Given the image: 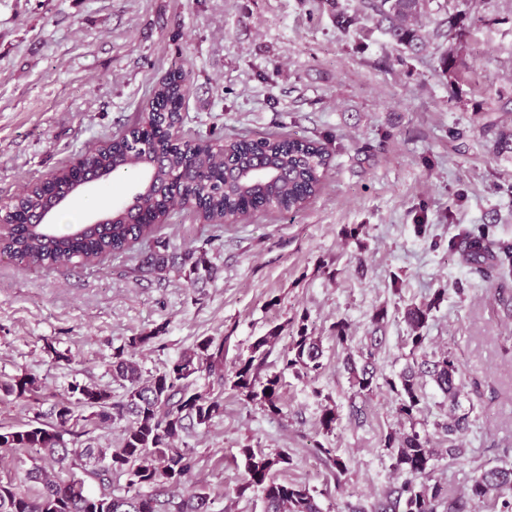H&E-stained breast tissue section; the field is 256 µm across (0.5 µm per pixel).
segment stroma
I'll list each match as a JSON object with an SVG mask.
<instances>
[{
    "label": "stroma",
    "instance_id": "1",
    "mask_svg": "<svg viewBox=\"0 0 512 512\" xmlns=\"http://www.w3.org/2000/svg\"><path fill=\"white\" fill-rule=\"evenodd\" d=\"M466 14L461 39L431 41L401 59L360 0H0V202L44 179L75 155L131 124L152 89L183 65L189 93L184 137L291 134L317 140L330 156L318 195L300 212L257 213L212 227L190 209L161 230L170 249H203L215 268L191 284L177 272L142 274L151 248L95 266L34 270L0 260V383L37 378L36 398L0 394V426L50 421L69 382L125 390L112 356L131 337L154 333L133 357L145 373L166 369L198 338H224L232 372L267 331L307 316L323 351L316 375L283 370L287 335L269 349L263 371L281 376L273 414L224 393L209 427L184 433L198 461L195 486L216 498L215 512H263L260 495L238 497L241 449L287 452L279 480L316 490L323 512L381 499L398 478L380 444L399 427L393 393L354 397L334 338L350 323V347L382 336L380 374H397L409 349L398 310L445 298L422 333L428 350L460 359L462 409L477 421L468 456L440 460L432 477L464 492L476 466L512 463V272L483 277L449 238L482 229L512 242V154L498 155L484 126L512 101V0H449ZM359 15L337 28L336 10ZM455 49V75L439 57ZM464 130L448 139L449 128ZM128 171L114 191L93 190L67 213L85 221L95 208L130 198ZM388 316L373 324L378 309ZM338 419L324 434L321 417ZM361 416H353V407ZM335 448L348 467L335 481L312 454Z\"/></svg>",
    "mask_w": 512,
    "mask_h": 512
}]
</instances>
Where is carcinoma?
Segmentation results:
<instances>
[{
	"instance_id": "obj_1",
	"label": "carcinoma",
	"mask_w": 512,
	"mask_h": 512,
	"mask_svg": "<svg viewBox=\"0 0 512 512\" xmlns=\"http://www.w3.org/2000/svg\"><path fill=\"white\" fill-rule=\"evenodd\" d=\"M432 2L361 0L376 27L408 57L434 37H462L459 13L435 20L433 30H425L419 16L422 6ZM188 92L186 74L178 67L154 87L147 106L130 127L77 155V165L59 168L0 204V255L27 268L83 267L151 241L153 248L138 271L160 274L169 269L170 254L169 243L159 236V230L175 208L193 207L219 228L255 212L296 213L318 194L328 168V150L323 144L289 134L236 136L222 138L218 144L185 141L180 136L181 109ZM486 131L494 134L496 152L512 153V127L492 122ZM125 169L140 177L132 198H146L145 221L129 224L124 209L112 207L107 210L112 220L106 224L77 223L63 231L53 222L32 223L52 202L55 213L64 210L66 197L80 192L77 180L92 173L107 184L114 172ZM457 250L471 266L512 265V244L495 242L483 234L466 232L461 239L450 240L448 251ZM176 271L194 283L212 278L215 268L206 252L192 250L182 254ZM443 297L439 291L430 302L409 305L401 312L410 328V349L405 368L394 377L377 375L378 339L353 351L348 347V321L341 318L334 325L354 396L367 397L384 387L396 397L399 418L410 424L406 432L389 431L381 438L390 467L401 482L370 507L349 504L346 512H472L477 502L496 512H512V465L478 467L465 492L454 498L448 497L447 486L430 479L438 459L446 457L450 464L465 459L464 439L472 426L470 413L459 412L464 385L453 353L441 348L428 359L416 358L425 346L422 329ZM279 335L280 329L275 328L257 337L229 377L224 375V340L212 337L200 339L164 371L146 378L124 352L113 354L112 377L126 389L123 400L114 402L110 391L75 380L55 410V423L0 430V449L17 453L20 464H25L26 450L39 454L22 477L0 481V512H90L89 506L96 502L107 504L104 512H211L209 495L191 487L197 459L176 441L189 428L209 426L223 412L227 384L240 400L281 412L280 375H260L268 347ZM321 358L319 341L308 333L303 316L282 355L283 369L317 374L322 369ZM203 375L216 377L217 388L197 390ZM426 377L448 399L447 421L434 423L448 436L446 448L434 447L429 430L417 427L427 400ZM0 391L19 398L33 396L38 381L20 375L1 384ZM77 408L90 411V418L99 423L125 421L120 446L68 448L64 435L70 432V422L77 420ZM315 453L336 482H341L347 466L336 450L321 445ZM242 455L246 477L236 489L238 496L260 493L265 512H322L307 486L281 482L275 476L280 467L290 464L288 453L270 456L244 448Z\"/></svg>"
}]
</instances>
